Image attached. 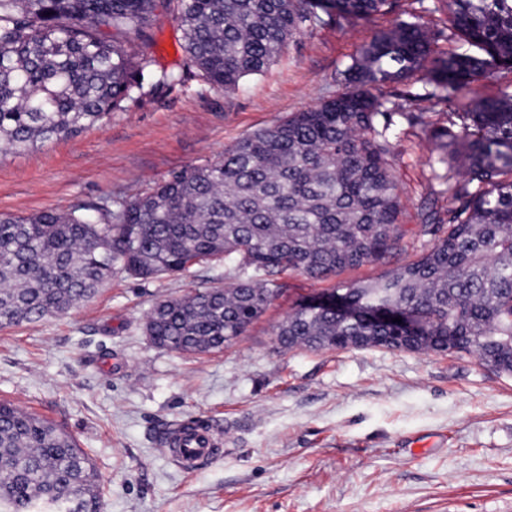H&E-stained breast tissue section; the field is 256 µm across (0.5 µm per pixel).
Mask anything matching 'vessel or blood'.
Wrapping results in <instances>:
<instances>
[{
    "label": "vessel or blood",
    "mask_w": 512,
    "mask_h": 512,
    "mask_svg": "<svg viewBox=\"0 0 512 512\" xmlns=\"http://www.w3.org/2000/svg\"><path fill=\"white\" fill-rule=\"evenodd\" d=\"M159 445L179 467L193 470L223 453V441L211 426L196 418L175 422L160 438Z\"/></svg>",
    "instance_id": "1"
}]
</instances>
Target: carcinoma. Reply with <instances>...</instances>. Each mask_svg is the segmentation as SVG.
<instances>
[{
  "label": "carcinoma",
  "instance_id": "cac0c4a2",
  "mask_svg": "<svg viewBox=\"0 0 512 512\" xmlns=\"http://www.w3.org/2000/svg\"><path fill=\"white\" fill-rule=\"evenodd\" d=\"M380 25L351 56L344 88L224 147V154L110 205L0 213V327L36 323L91 298L119 268L140 279L224 258L225 283L157 302L153 344L203 354L235 342L271 304L275 277L328 279L400 250L402 200L382 87L420 78L454 107L436 135L461 178L448 223L421 259L342 289L355 317L302 306L274 329L288 349L467 353L512 376V0H446L440 50L426 0ZM180 20L188 63L234 91L282 54L320 8L350 22L390 0H0V154H21L108 117L146 83L183 81L128 46L151 41L159 6ZM489 82L492 89L480 90ZM261 272L264 279H254ZM410 309L430 339L362 313ZM89 455L53 422L0 401V512H102Z\"/></svg>",
  "mask_w": 512,
  "mask_h": 512
}]
</instances>
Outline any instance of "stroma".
Instances as JSON below:
<instances>
[{
    "instance_id": "1",
    "label": "stroma",
    "mask_w": 512,
    "mask_h": 512,
    "mask_svg": "<svg viewBox=\"0 0 512 512\" xmlns=\"http://www.w3.org/2000/svg\"><path fill=\"white\" fill-rule=\"evenodd\" d=\"M374 23L333 12L301 25L280 58L232 93L185 66L174 12L159 9L153 41L131 47L155 69L183 71L143 89L99 124L22 155H0V213L65 212L126 198L225 146L326 99ZM428 85L385 86L406 103L387 132L403 212L401 250L327 280L298 273L223 351L177 353L150 342L153 305L222 281L204 261L149 279L115 270L63 316L0 328V400L63 425L92 458L104 512H512V376L466 354L385 348L288 349L274 326L305 299L373 280L426 254L424 216L445 215L456 187L434 137L447 104ZM201 416L224 452L180 470L158 437Z\"/></svg>"
}]
</instances>
